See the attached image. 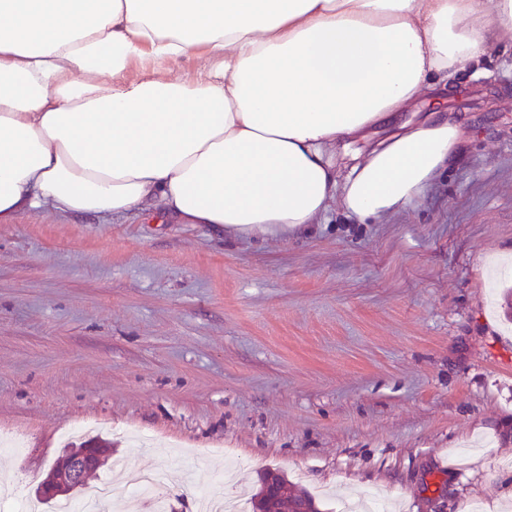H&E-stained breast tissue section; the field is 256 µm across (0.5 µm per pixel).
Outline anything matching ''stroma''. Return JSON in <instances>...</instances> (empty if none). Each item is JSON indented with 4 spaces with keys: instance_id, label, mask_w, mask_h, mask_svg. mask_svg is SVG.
Listing matches in <instances>:
<instances>
[{
    "instance_id": "1",
    "label": "stroma",
    "mask_w": 512,
    "mask_h": 512,
    "mask_svg": "<svg viewBox=\"0 0 512 512\" xmlns=\"http://www.w3.org/2000/svg\"><path fill=\"white\" fill-rule=\"evenodd\" d=\"M465 137L422 201L338 207L291 236L185 224L160 202L99 221L0 223V480L20 496L65 430L197 491L282 472L320 512L512 504V51L459 70ZM444 486L436 495L435 486Z\"/></svg>"
}]
</instances>
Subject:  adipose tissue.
Listing matches in <instances>:
<instances>
[{"instance_id":"adipose-tissue-1","label":"adipose tissue","mask_w":512,"mask_h":512,"mask_svg":"<svg viewBox=\"0 0 512 512\" xmlns=\"http://www.w3.org/2000/svg\"><path fill=\"white\" fill-rule=\"evenodd\" d=\"M505 41L512 0H0V221L155 200L239 237L378 220L456 156L442 97Z\"/></svg>"}]
</instances>
